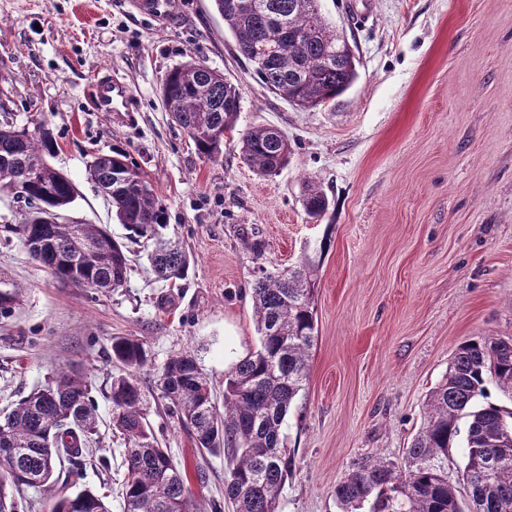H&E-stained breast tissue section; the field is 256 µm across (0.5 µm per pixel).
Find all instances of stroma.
Wrapping results in <instances>:
<instances>
[{"instance_id": "35a3bbf8", "label": "stroma", "mask_w": 512, "mask_h": 512, "mask_svg": "<svg viewBox=\"0 0 512 512\" xmlns=\"http://www.w3.org/2000/svg\"><path fill=\"white\" fill-rule=\"evenodd\" d=\"M345 32L358 78L336 101L300 109L271 93L236 50L211 0H172L168 14L134 0H0V113L44 120L48 163L76 188L69 216L125 240L90 180L94 155L127 150L168 210V236L192 259L176 286L156 280L142 245L127 243L125 288L107 296L59 284L13 225L0 190V269L24 287L0 317V410L59 371L87 376L100 453L111 467H71L72 490L106 494L123 512L124 439L112 425L116 336L142 338L147 419L185 468L192 512L224 501L223 456L199 454L158 381L190 351L224 389L225 373L257 348L249 293L259 277L321 252L308 378L282 424L295 472L281 512H339L335 487L366 457L402 463L430 393L457 347L512 338V0H320ZM239 86L224 162L200 155L165 112L160 87L187 60ZM124 81L126 112L89 103L99 78ZM274 125L292 154L262 177L241 160V131ZM329 207L310 218L308 184Z\"/></svg>"}]
</instances>
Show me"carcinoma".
Masks as SVG:
<instances>
[{
	"mask_svg": "<svg viewBox=\"0 0 512 512\" xmlns=\"http://www.w3.org/2000/svg\"><path fill=\"white\" fill-rule=\"evenodd\" d=\"M319 0H214L238 52L259 57L254 68L272 93L303 109L322 106L346 92L357 65L345 38L326 23ZM240 88L224 73L194 60L167 75L161 100L170 119L183 129L201 155L224 162V134L235 129ZM8 116L0 120V188L22 187L35 206L13 231L24 245L40 246L39 261L64 285L108 295L127 283L125 246L99 224L68 219L73 183L51 167L45 154L55 149L42 122L14 132ZM243 161L260 176L283 169L291 156L288 136L267 125L240 137ZM89 174L115 208L132 239L153 240L149 264L163 281L184 279L189 255L164 240L167 209L148 174L130 153L99 154ZM306 214L317 218L328 207L319 188L308 189ZM319 265L306 256L300 265L265 275L251 288L259 346L224 376V408L215 388L189 351L168 359L161 374L163 397L201 453L224 455V499L234 512H280V496L292 476L294 455L281 437L282 422L307 380L315 336L314 286ZM0 316H9L24 288L0 270ZM112 358L122 373L112 377V426L125 441L127 480L124 512H189L185 469L173 461L147 421L137 373L149 353L137 336L112 337ZM512 393V339H470L461 343L448 374L430 394L421 431L406 449L404 466L365 459L336 484L343 512L372 502L371 512H512V409L477 404L486 385ZM468 417L466 432L458 419ZM96 407L87 378L61 371L33 389L0 416V512H19L33 488L53 501L52 512H110L104 497L91 490L58 488L61 461H75L92 446ZM462 445L461 472L467 493L462 509L448 483L442 461Z\"/></svg>",
	"mask_w": 512,
	"mask_h": 512,
	"instance_id": "cac0c4a2",
	"label": "carcinoma"
}]
</instances>
